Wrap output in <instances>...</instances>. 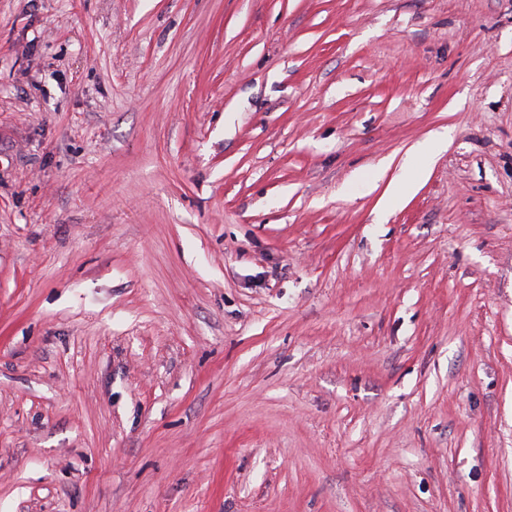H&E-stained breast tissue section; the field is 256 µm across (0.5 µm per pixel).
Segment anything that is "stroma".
<instances>
[{"mask_svg":"<svg viewBox=\"0 0 512 512\" xmlns=\"http://www.w3.org/2000/svg\"><path fill=\"white\" fill-rule=\"evenodd\" d=\"M0 512H512V0H0Z\"/></svg>","mask_w":512,"mask_h":512,"instance_id":"35a3bbf8","label":"stroma"}]
</instances>
